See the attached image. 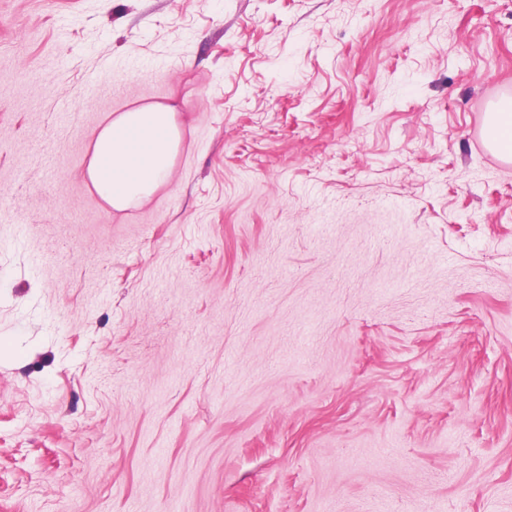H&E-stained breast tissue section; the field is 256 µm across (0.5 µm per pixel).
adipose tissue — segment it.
I'll use <instances>...</instances> for the list:
<instances>
[{
    "label": "adipose tissue",
    "instance_id": "adipose-tissue-1",
    "mask_svg": "<svg viewBox=\"0 0 512 512\" xmlns=\"http://www.w3.org/2000/svg\"><path fill=\"white\" fill-rule=\"evenodd\" d=\"M180 141L170 107L145 104L117 113L95 132L83 176L111 209L139 206L168 179Z\"/></svg>",
    "mask_w": 512,
    "mask_h": 512
}]
</instances>
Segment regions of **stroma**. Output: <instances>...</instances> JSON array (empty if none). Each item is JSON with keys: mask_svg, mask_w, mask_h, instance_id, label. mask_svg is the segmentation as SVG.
<instances>
[{"mask_svg": "<svg viewBox=\"0 0 512 512\" xmlns=\"http://www.w3.org/2000/svg\"><path fill=\"white\" fill-rule=\"evenodd\" d=\"M507 98L512 0H0V512H512ZM486 136L503 155L512 158V101L505 103L497 112L490 113ZM180 141L176 113L168 106L119 112L95 132L83 177L111 209L139 206L168 179Z\"/></svg>", "mask_w": 512, "mask_h": 512, "instance_id": "stroma-1", "label": "stroma"}]
</instances>
